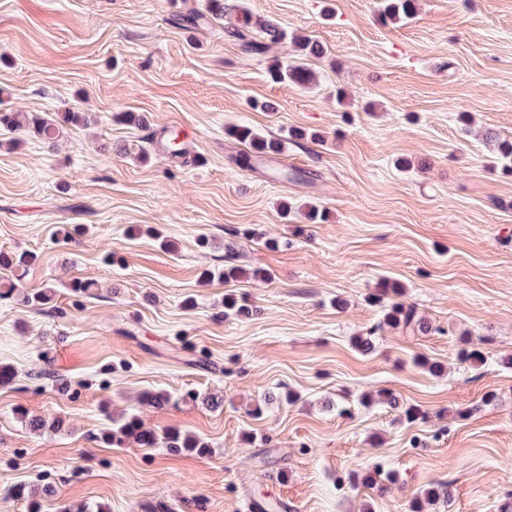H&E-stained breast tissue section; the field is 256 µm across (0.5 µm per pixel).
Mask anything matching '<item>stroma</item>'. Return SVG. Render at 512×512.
Here are the masks:
<instances>
[{"label":"stroma","mask_w":512,"mask_h":512,"mask_svg":"<svg viewBox=\"0 0 512 512\" xmlns=\"http://www.w3.org/2000/svg\"><path fill=\"white\" fill-rule=\"evenodd\" d=\"M237 3L327 48L308 62L316 86L270 80L288 40L261 57L220 27L173 25L205 0H0V113L91 118L53 146L0 147V252L39 256L0 299L14 373L0 384V512H29L13 489L43 484L56 494L41 512H247L260 496L286 512H408L443 482L436 512H512V174L482 138L512 139V0H419L405 23L383 20L381 0ZM241 124L282 151L240 167ZM173 133L194 164L170 157ZM230 264L247 277L200 283ZM75 278L100 286L78 299ZM388 280L432 330L383 329L365 356L352 340L380 319L368 297ZM49 285L61 314L23 303ZM228 293L250 315L223 316ZM463 346L481 366L458 360ZM156 391L173 402L145 404ZM367 392L397 403L363 406ZM407 404L422 419L407 423ZM21 409L67 426L31 432ZM125 410L211 455L100 442ZM377 463L391 489L350 482ZM450 498V486L447 483L439 484L434 488L416 494L410 501L409 512H430L440 500L448 502Z\"/></svg>","instance_id":"obj_1"}]
</instances>
